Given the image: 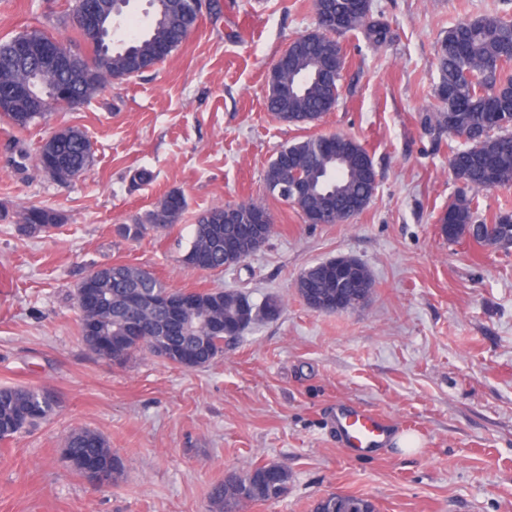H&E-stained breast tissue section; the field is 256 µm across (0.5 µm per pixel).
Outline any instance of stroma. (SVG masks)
<instances>
[{"label": "stroma", "mask_w": 512, "mask_h": 512, "mask_svg": "<svg viewBox=\"0 0 512 512\" xmlns=\"http://www.w3.org/2000/svg\"><path fill=\"white\" fill-rule=\"evenodd\" d=\"M197 29L162 62L113 81L75 110L20 130L0 117V387L52 392L57 414L0 441V512H207L228 471L280 464L278 501L244 512H310L329 492L377 512H512V250L451 243L437 224L459 184L447 126H427L439 82L437 41L462 19L512 17V0H371L392 38L340 35L347 55L338 106L295 127L265 107L270 71L315 28L312 0H212ZM67 0H0V43L41 29L70 33ZM61 127L89 139L93 164L61 185L35 168ZM341 133L369 152L377 190L344 224H308L267 198L264 174L281 147ZM152 171L136 186L134 170ZM187 199L167 233L118 235L169 191ZM254 201L274 229L232 271H200L180 254L197 217ZM65 221L20 234L30 205ZM352 256L375 288L348 312L310 310L296 283L310 266ZM115 262L151 271L177 291L238 290L277 298V319L254 323L193 370L147 353L115 365L80 336L75 289ZM384 415L392 444L351 454L340 410ZM101 434L122 458L112 486L91 487L62 456L75 430Z\"/></svg>", "instance_id": "1"}]
</instances>
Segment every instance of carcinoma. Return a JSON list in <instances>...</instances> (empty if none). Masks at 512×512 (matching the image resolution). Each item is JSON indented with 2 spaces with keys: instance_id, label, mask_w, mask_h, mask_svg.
Wrapping results in <instances>:
<instances>
[{
  "instance_id": "1",
  "label": "carcinoma",
  "mask_w": 512,
  "mask_h": 512,
  "mask_svg": "<svg viewBox=\"0 0 512 512\" xmlns=\"http://www.w3.org/2000/svg\"><path fill=\"white\" fill-rule=\"evenodd\" d=\"M85 6L86 0H70L72 35L63 41L39 29L23 33L32 43L52 41L64 62L78 59L84 71L80 77L69 69L45 74L32 63L17 62L11 55V42L0 44V95L19 92L12 111L5 113L14 127L25 129L46 119L58 107V86H67V108L75 109L108 82L155 67L160 61L155 47L172 52L199 23L182 0H157L148 29L131 32L117 46L103 32L84 24ZM313 8L320 32L303 34L290 42L279 57L286 68L269 85L266 97L268 111L295 126L320 121L342 96L346 55L332 36L331 17L339 19L338 32H360L373 46H383L391 39L388 24L373 19L371 9L362 8L360 0H313ZM438 63L436 97L441 114H428L425 122L445 123L449 133L464 141L462 147L448 145L449 168L461 187L438 217L439 231L450 242L466 235L478 245L512 243V213L501 211L490 223L480 217L482 193L512 185V20L484 16L457 22L439 41ZM92 162L90 141L70 127L40 147L36 167L66 185L87 171ZM376 179L366 148L338 133L282 147L264 175L272 197L327 224L350 212L363 211L374 196ZM186 206L184 194L172 190L151 210L118 225L117 232L136 239L148 235L150 224L155 225L156 232L167 231L179 222ZM262 210L264 207L254 202L240 203L234 224L224 223L222 207L200 214L181 262L193 267L204 260L212 270L224 269L226 234L239 241L243 258H248L266 242L251 230L255 214ZM62 221L58 211L32 205L21 214L19 231L28 238H38L43 228ZM373 287L372 276L360 261L351 281L337 287L334 259L308 268L297 282L301 298L311 301L310 308L320 313L325 312L324 300L338 295L344 309H354L359 293ZM82 291L88 296L76 298L81 335L98 357L109 358L112 346L118 345L127 348L130 355L145 350L183 369L204 367L223 355L224 332L238 337L256 319H275L281 311L277 299L268 297L256 304L241 291H175L156 277H145L141 268L122 262L89 270L78 285L77 292ZM162 294L192 298L194 308L174 322L166 309L152 303V298ZM132 313L151 326L150 335L137 336L126 327ZM56 412V400L43 390L1 387L0 441L50 420ZM65 449L69 466L80 475L109 463L113 479L123 472L121 457L95 431L73 432L65 441ZM289 480L288 469L277 464L232 470L224 481L212 485L209 512H241L248 503L277 501L287 492ZM366 506L375 509L365 498L327 493L314 501L312 512H361Z\"/></svg>"
}]
</instances>
